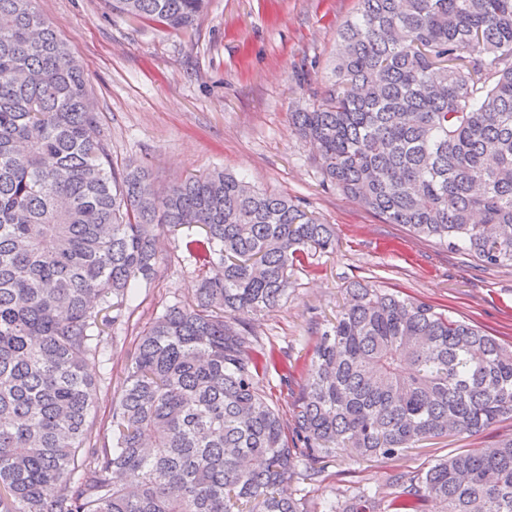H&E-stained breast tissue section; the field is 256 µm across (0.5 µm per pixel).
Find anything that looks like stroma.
Returning <instances> with one entry per match:
<instances>
[{
	"label": "stroma",
	"instance_id": "stroma-1",
	"mask_svg": "<svg viewBox=\"0 0 512 512\" xmlns=\"http://www.w3.org/2000/svg\"><path fill=\"white\" fill-rule=\"evenodd\" d=\"M37 10L80 60L117 164L146 165L157 190L188 174L226 169L288 196L336 227V249L294 267L287 298L250 317L260 345L303 382L316 340L334 321L345 288L367 281L422 299L512 344V268L480 267L460 253L382 223L324 185L314 150L290 112L320 98L337 32L358 0H210L192 29L132 21L106 0H36ZM160 271L135 289L122 321L99 341L109 361L89 358L93 412L106 422L119 397L135 340L167 306L195 298L201 273L182 236L162 235ZM512 437V419L477 436L445 434L395 458L349 451L300 460L289 493L315 506L337 492L389 491L391 474ZM318 469L320 478L303 479Z\"/></svg>",
	"mask_w": 512,
	"mask_h": 512
}]
</instances>
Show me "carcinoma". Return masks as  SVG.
Masks as SVG:
<instances>
[{
	"label": "carcinoma",
	"instance_id": "carcinoma-1",
	"mask_svg": "<svg viewBox=\"0 0 512 512\" xmlns=\"http://www.w3.org/2000/svg\"><path fill=\"white\" fill-rule=\"evenodd\" d=\"M207 0H111L187 30ZM82 65L36 9L0 0V512H310L298 459L392 458L512 419V345L435 306L355 282L317 338L288 427L258 386L276 365L247 318L333 227L222 171L158 194L112 166ZM323 182L386 224L512 267V0H358L321 101L291 113ZM208 269L156 317L100 436L84 369L160 233ZM357 487L324 512H512V439Z\"/></svg>",
	"mask_w": 512,
	"mask_h": 512
}]
</instances>
